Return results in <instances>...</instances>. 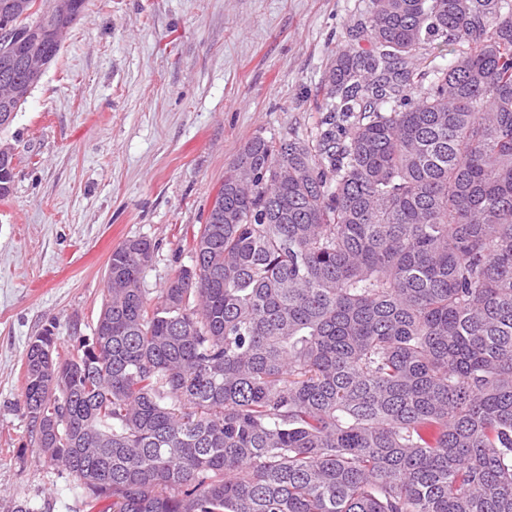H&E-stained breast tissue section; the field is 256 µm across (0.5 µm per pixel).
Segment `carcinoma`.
Returning a JSON list of instances; mask_svg holds the SVG:
<instances>
[{"instance_id": "1", "label": "carcinoma", "mask_w": 512, "mask_h": 512, "mask_svg": "<svg viewBox=\"0 0 512 512\" xmlns=\"http://www.w3.org/2000/svg\"><path fill=\"white\" fill-rule=\"evenodd\" d=\"M9 2L16 39L52 25ZM358 35L316 137L246 142L157 300L125 240L77 353L27 348L87 507L512 512V0H370Z\"/></svg>"}]
</instances>
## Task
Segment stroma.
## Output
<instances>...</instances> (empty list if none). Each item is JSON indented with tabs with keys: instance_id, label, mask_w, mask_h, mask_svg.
<instances>
[{
	"instance_id": "1",
	"label": "stroma",
	"mask_w": 512,
	"mask_h": 512,
	"mask_svg": "<svg viewBox=\"0 0 512 512\" xmlns=\"http://www.w3.org/2000/svg\"><path fill=\"white\" fill-rule=\"evenodd\" d=\"M370 0H88L0 141V512L87 510L82 485L36 452L23 406L28 344L91 336L105 265L124 240L154 257L150 295L183 266L224 172L252 136L313 138L325 66L359 47Z\"/></svg>"
}]
</instances>
